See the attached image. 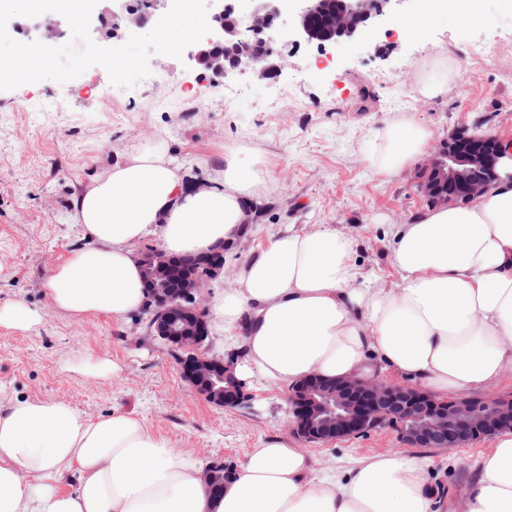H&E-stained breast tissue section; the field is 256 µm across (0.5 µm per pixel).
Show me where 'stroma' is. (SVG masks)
<instances>
[{
  "label": "stroma",
  "instance_id": "35a3bbf8",
  "mask_svg": "<svg viewBox=\"0 0 512 512\" xmlns=\"http://www.w3.org/2000/svg\"><path fill=\"white\" fill-rule=\"evenodd\" d=\"M416 8L417 0H393L385 25L321 49L289 38L296 9L287 6L269 34L280 67L265 80H221L188 57L154 53L149 76L131 88L114 85L95 65L67 83L0 90V307L21 301L42 316L33 332L0 326V381L27 396L69 402L90 419L116 407L134 412L205 464H237L275 436L304 446L291 426L288 392L255 376L246 404L214 406L183 379L177 356L146 324L131 315L72 320L50 303L45 281L89 243L73 220L86 184L117 157L156 148L181 165L189 188L211 181L229 152L265 162L255 220L225 251L211 297L233 285L245 256L270 237L318 224L353 238L362 274L391 287L392 229L428 207L421 174L439 145L457 132H512V6L484 0L481 20L443 19L405 35L397 21ZM472 46L484 47V56H468ZM440 65L450 71L447 90L421 95L420 80ZM402 113L432 139L426 157L388 180L363 157L376 132ZM99 357L118 366L117 376L86 374ZM491 447L485 439L445 452L411 450L394 433L377 431L308 449L319 471L336 476L365 455L411 452L430 482L445 486L443 512H457Z\"/></svg>",
  "mask_w": 512,
  "mask_h": 512
}]
</instances>
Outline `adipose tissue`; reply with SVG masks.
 Listing matches in <instances>:
<instances>
[{
  "instance_id": "ef3b65f1",
  "label": "adipose tissue",
  "mask_w": 512,
  "mask_h": 512,
  "mask_svg": "<svg viewBox=\"0 0 512 512\" xmlns=\"http://www.w3.org/2000/svg\"><path fill=\"white\" fill-rule=\"evenodd\" d=\"M431 135L410 116L378 132L365 161L398 177ZM166 153L116 161L74 202L92 239L55 266L52 305L72 319H121L145 303L136 245L192 256L234 241L267 183L259 159L231 153L214 184L186 192ZM355 242L329 224L270 238L239 266L214 305L243 358L239 378L283 390L311 377L390 371L438 392L467 394L512 377V181L463 205L428 208L401 225L389 253V288L359 278ZM378 363H370V356ZM316 460L286 439L253 449L213 496L198 461L121 409L94 420L64 401L0 384V512H435L415 457L356 460L343 480L315 479ZM74 489H64V481ZM467 512H512V432L497 435L473 478Z\"/></svg>"
}]
</instances>
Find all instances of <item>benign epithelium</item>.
<instances>
[{"label": "benign epithelium", "mask_w": 512, "mask_h": 512, "mask_svg": "<svg viewBox=\"0 0 512 512\" xmlns=\"http://www.w3.org/2000/svg\"><path fill=\"white\" fill-rule=\"evenodd\" d=\"M210 32L202 45L188 52L189 60L215 78H224L254 63V74L265 78L277 70L269 62L273 51L254 53L255 45H265L263 35L275 26L287 0H257L245 11L226 2L210 0ZM296 35L319 47L336 45L358 35L361 28L386 18L379 0H342L341 7L323 0H296ZM322 13L333 34L318 38L312 19ZM117 34L119 22L143 27L149 12L142 0H112L109 10ZM500 141L493 135L467 137L456 134L428 166L430 177L423 190L434 202L471 200L499 177L503 158ZM224 268V247L194 258H181L163 249L142 254V276L146 305L153 308L151 329L164 344L187 352L181 362L184 379L208 402L233 408L247 400L246 385L235 374L232 358L209 352L210 310L206 306L209 281ZM294 430L307 444H329L343 438L391 429L412 448L446 451L462 448L494 435L512 432V400L491 397L438 399L416 385L396 384L386 379L311 378L299 385L289 398ZM410 420L409 428L399 423ZM212 487L224 483L223 465L212 464L203 471Z\"/></svg>", "instance_id": "obj_1"}]
</instances>
